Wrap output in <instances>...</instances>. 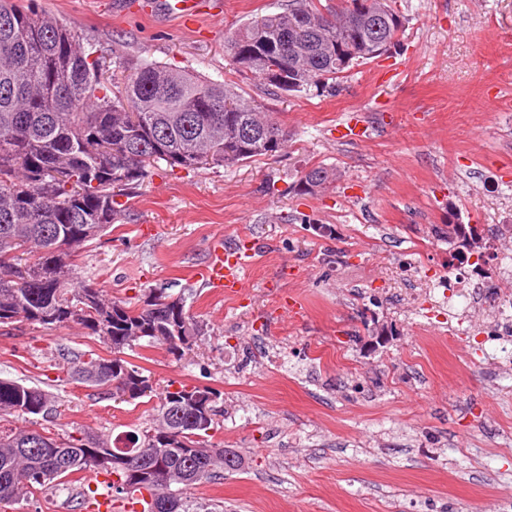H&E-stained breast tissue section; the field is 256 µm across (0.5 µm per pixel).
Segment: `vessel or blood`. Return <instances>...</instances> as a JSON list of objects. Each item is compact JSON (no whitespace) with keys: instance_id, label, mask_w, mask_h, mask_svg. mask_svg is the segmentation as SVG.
Returning a JSON list of instances; mask_svg holds the SVG:
<instances>
[{"instance_id":"obj_1","label":"vessel or blood","mask_w":512,"mask_h":512,"mask_svg":"<svg viewBox=\"0 0 512 512\" xmlns=\"http://www.w3.org/2000/svg\"><path fill=\"white\" fill-rule=\"evenodd\" d=\"M166 15L187 26H197L202 17L212 15L208 0H167ZM255 258L254 246L216 241L207 261L196 268V276L214 292L227 297L241 296L244 278Z\"/></svg>"}]
</instances>
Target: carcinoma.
I'll return each instance as SVG.
<instances>
[{"mask_svg":"<svg viewBox=\"0 0 512 512\" xmlns=\"http://www.w3.org/2000/svg\"><path fill=\"white\" fill-rule=\"evenodd\" d=\"M319 0H295L284 12L255 17L225 40L236 72L276 93L331 90L355 64H366L397 45L405 18L395 0H347L331 16ZM288 133L248 93L226 81L187 72L167 62H107L93 43L67 25L46 19L35 0H0V326L17 322L44 328L78 326L112 352L144 340L162 343L166 329L194 318L182 299L165 291L136 302L109 299L76 276L78 250L99 241L120 221L117 192L149 181L167 167L194 171L230 167L273 156ZM337 172L313 165L301 173L302 192L328 188ZM436 235L456 248L473 245L478 257L498 234L476 224L448 223ZM122 379L130 401L152 397L151 377L122 358L90 351L67 370L71 384L112 393ZM199 387L166 390L157 412L162 421L127 439L145 449L143 464L112 461L111 437L83 432L52 436L44 423L54 397L15 380L0 379V418L24 425L0 426V503L72 483L87 472L116 476L117 496L135 497L142 512H184L182 494L237 471L212 442L213 417L190 448L154 442L173 419L188 424V397ZM177 470L183 480L159 479Z\"/></svg>","mask_w":512,"mask_h":512,"instance_id":"cac0c4a2","label":"carcinoma"}]
</instances>
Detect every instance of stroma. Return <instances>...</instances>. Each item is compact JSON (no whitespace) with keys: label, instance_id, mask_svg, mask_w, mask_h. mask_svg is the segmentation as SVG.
<instances>
[{"label":"stroma","instance_id":"1","mask_svg":"<svg viewBox=\"0 0 512 512\" xmlns=\"http://www.w3.org/2000/svg\"><path fill=\"white\" fill-rule=\"evenodd\" d=\"M108 0H37L108 57L170 62L234 80L286 128L273 157L195 172L160 170L130 190L104 243L81 249L83 279L109 298L152 289L185 300L202 328L183 358L165 345L125 352L158 389H216L215 443L241 470L188 490L187 512H512V367L477 340L456 341L442 294L448 242L435 226L512 225V0H397L396 51L351 68L335 92L269 94L233 75L224 37L288 0H223L224 25L186 29L163 16L114 14ZM370 135L337 138L348 114ZM336 169L333 187L297 192L302 171ZM259 247L246 297L192 276L215 238ZM295 297L301 317L277 315ZM394 335L369 337L363 314ZM111 356L76 327H0V378L55 396L53 431L139 432L151 404L64 381L87 351ZM6 512H93L82 484Z\"/></svg>","mask_w":512,"mask_h":512}]
</instances>
